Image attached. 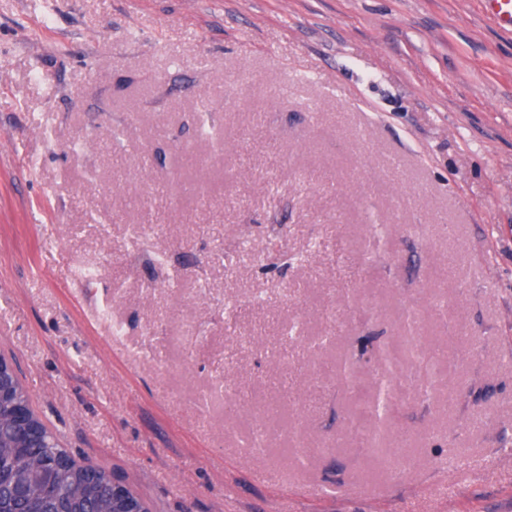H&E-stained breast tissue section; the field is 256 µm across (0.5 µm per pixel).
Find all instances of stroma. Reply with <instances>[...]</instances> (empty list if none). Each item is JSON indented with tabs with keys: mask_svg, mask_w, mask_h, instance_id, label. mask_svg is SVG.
Listing matches in <instances>:
<instances>
[{
	"mask_svg": "<svg viewBox=\"0 0 512 512\" xmlns=\"http://www.w3.org/2000/svg\"><path fill=\"white\" fill-rule=\"evenodd\" d=\"M407 339L447 352L436 401L405 365L357 442L374 366L336 369ZM0 353L153 512H512V33L478 0H0Z\"/></svg>",
	"mask_w": 512,
	"mask_h": 512,
	"instance_id": "1",
	"label": "stroma"
}]
</instances>
